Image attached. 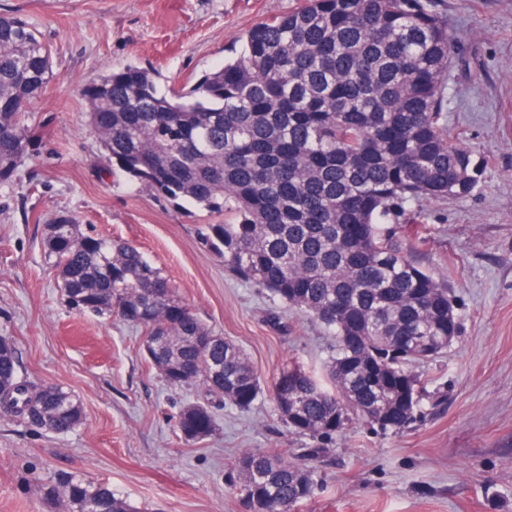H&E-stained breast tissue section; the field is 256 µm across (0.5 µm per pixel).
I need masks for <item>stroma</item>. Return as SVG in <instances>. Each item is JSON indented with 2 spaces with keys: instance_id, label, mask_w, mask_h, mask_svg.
<instances>
[{
  "instance_id": "1",
  "label": "stroma",
  "mask_w": 512,
  "mask_h": 512,
  "mask_svg": "<svg viewBox=\"0 0 512 512\" xmlns=\"http://www.w3.org/2000/svg\"><path fill=\"white\" fill-rule=\"evenodd\" d=\"M299 4L0 0V13L36 25L55 73L29 107L41 141L0 188V336L31 380L72 391L85 417L57 438L0 412V512H47L33 482L60 470L109 483L137 512H250L238 454L314 446L316 487L299 512H512V0H436L458 41L448 131L485 169L469 196L422 201L395 227L405 250L447 277L459 320L447 352L412 367L425 397L407 427L356 421L317 442L289 433L265 395L245 411L218 410L213 435L185 441L175 415L194 394L148 366L139 330L66 307L46 268V224L74 215L85 231L138 247L262 376L296 363L325 380L332 336L226 271L200 241L206 212L107 165L80 95L127 65L154 70L160 86H190L239 53L254 24Z\"/></svg>"
}]
</instances>
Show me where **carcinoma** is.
<instances>
[{
	"mask_svg": "<svg viewBox=\"0 0 512 512\" xmlns=\"http://www.w3.org/2000/svg\"><path fill=\"white\" fill-rule=\"evenodd\" d=\"M456 51L433 0H303L255 24L239 55L187 90L164 91L138 66L82 86L105 160L179 206L224 217L201 232L224 267L334 336L333 388L299 367L268 382L143 252L56 215L44 253L61 299L139 327L162 380L198 392L178 413L182 438L211 435L215 410H248L266 392L288 432L316 440L355 419L385 430L415 420L423 393L411 365L446 351L459 322L448 283L389 225L425 199L470 195L483 177L484 162L450 136L443 111ZM52 78L38 30L0 14L1 185L33 145L26 107ZM0 407L57 436L84 421L70 391L28 379L8 337ZM235 467L253 512H294L314 493L299 458L250 450ZM36 489L52 512H136L109 484L65 471Z\"/></svg>",
	"mask_w": 512,
	"mask_h": 512,
	"instance_id": "1",
	"label": "carcinoma"
}]
</instances>
